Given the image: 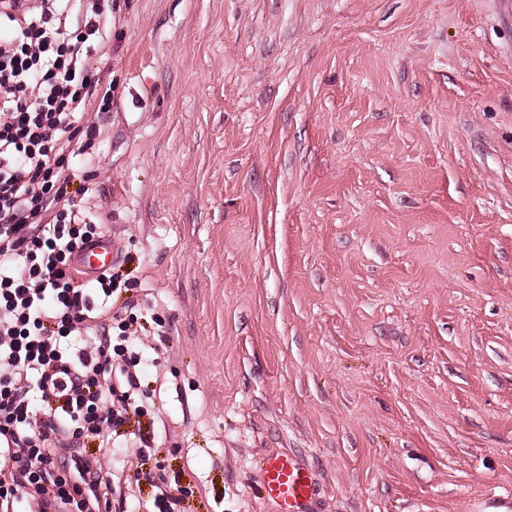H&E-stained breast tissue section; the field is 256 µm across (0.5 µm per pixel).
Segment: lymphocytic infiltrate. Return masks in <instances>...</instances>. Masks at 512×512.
<instances>
[{"mask_svg": "<svg viewBox=\"0 0 512 512\" xmlns=\"http://www.w3.org/2000/svg\"><path fill=\"white\" fill-rule=\"evenodd\" d=\"M113 0H0V512H125L82 442L112 445L137 411L117 276L83 279L74 256L101 226L69 191L113 90L88 69Z\"/></svg>", "mask_w": 512, "mask_h": 512, "instance_id": "lymphocytic-infiltrate-1", "label": "lymphocytic infiltrate"}]
</instances>
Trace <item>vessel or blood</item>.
<instances>
[{
    "instance_id": "1",
    "label": "vessel or blood",
    "mask_w": 512,
    "mask_h": 512,
    "mask_svg": "<svg viewBox=\"0 0 512 512\" xmlns=\"http://www.w3.org/2000/svg\"><path fill=\"white\" fill-rule=\"evenodd\" d=\"M114 255V238L104 236L85 250L78 263L82 269L99 270L111 266ZM259 473L265 497L275 512H312L316 483L305 460L288 452L268 455L262 458Z\"/></svg>"
}]
</instances>
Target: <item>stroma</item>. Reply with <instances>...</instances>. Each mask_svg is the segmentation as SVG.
Listing matches in <instances>:
<instances>
[{
  "label": "stroma",
  "mask_w": 512,
  "mask_h": 512,
  "mask_svg": "<svg viewBox=\"0 0 512 512\" xmlns=\"http://www.w3.org/2000/svg\"><path fill=\"white\" fill-rule=\"evenodd\" d=\"M74 167L114 236L183 512L512 492V20L498 0H116ZM260 483L274 512H313L309 508L316 489L307 462L295 454L267 455L259 465Z\"/></svg>",
  "instance_id": "stroma-1"
}]
</instances>
